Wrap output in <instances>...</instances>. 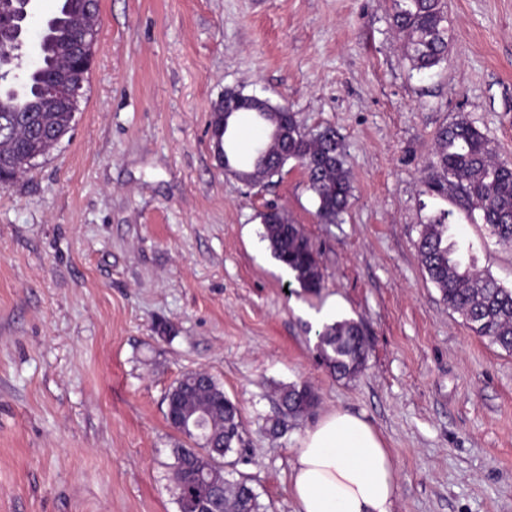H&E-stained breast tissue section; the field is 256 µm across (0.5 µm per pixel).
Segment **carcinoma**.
<instances>
[{
    "instance_id": "1",
    "label": "carcinoma",
    "mask_w": 512,
    "mask_h": 512,
    "mask_svg": "<svg viewBox=\"0 0 512 512\" xmlns=\"http://www.w3.org/2000/svg\"><path fill=\"white\" fill-rule=\"evenodd\" d=\"M30 3L0 0V174L8 180L26 171L19 166L23 159L49 155L72 129L75 116L53 109L45 88L71 69L70 37L99 11L98 0H63L65 9L48 21L41 34L40 64L20 77L15 70L20 67L24 12ZM391 25L405 38L406 56L414 68L430 70L447 60V0H393ZM6 87L24 91L32 111H15L13 97L2 92ZM249 113L273 136L268 157L249 162L256 168L250 177L269 183L288 161L297 162L315 196L318 218L325 224L336 223L352 194L340 138L332 130L311 134L296 113L280 105L269 107L259 98L252 100ZM424 184L460 209L479 211L496 243L512 247V162L496 158L489 139L473 122L461 117L438 131ZM453 215L444 210L428 217L416 243L421 263L448 308L472 332L512 352V288L464 258L460 242L449 233ZM262 219V237L273 257L294 274L303 291L318 293L323 275L308 238L276 209H268ZM317 349L330 372L346 378L364 366L368 344L360 325L345 319L323 327ZM166 400L167 413L180 411L190 422L200 417L210 430L202 449L211 459L209 477L196 476L192 462L196 449L183 444L173 449L179 512H202L206 505L219 512H262L264 506L247 480L226 478L224 459L238 451L244 439L239 409L217 380L209 374L186 373L169 388ZM315 402L316 395L305 385H290L279 395L285 415L303 413Z\"/></svg>"
}]
</instances>
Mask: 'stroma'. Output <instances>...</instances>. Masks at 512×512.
<instances>
[{"label": "stroma", "instance_id": "35a3bbf8", "mask_svg": "<svg viewBox=\"0 0 512 512\" xmlns=\"http://www.w3.org/2000/svg\"><path fill=\"white\" fill-rule=\"evenodd\" d=\"M392 0H99L94 59L56 149L0 185V512H178L165 394L213 376L240 409L247 478L296 512L294 450L325 413L365 416L397 466V512H512V352L448 309L415 244L449 200L426 194L437 131L466 117L512 160V0H448L450 49L412 70ZM269 99L342 139L352 197L321 223L288 163L253 188L210 123L225 92ZM277 206L323 274L304 294L272 256ZM477 265L512 288V247L455 215ZM370 344L335 379L313 318ZM319 402L282 416L278 392ZM279 431H272V423Z\"/></svg>", "mask_w": 512, "mask_h": 512}]
</instances>
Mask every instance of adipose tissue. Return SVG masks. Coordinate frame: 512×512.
<instances>
[{
    "label": "adipose tissue",
    "mask_w": 512,
    "mask_h": 512,
    "mask_svg": "<svg viewBox=\"0 0 512 512\" xmlns=\"http://www.w3.org/2000/svg\"><path fill=\"white\" fill-rule=\"evenodd\" d=\"M396 474L377 430L336 409L301 438L289 489L296 512H395Z\"/></svg>",
    "instance_id": "1"
}]
</instances>
